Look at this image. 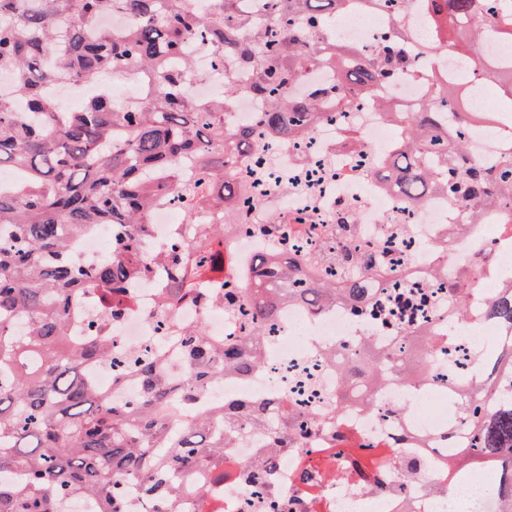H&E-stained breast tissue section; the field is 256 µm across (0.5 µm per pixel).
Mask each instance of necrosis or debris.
<instances>
[{"label": "necrosis or debris", "mask_w": 512, "mask_h": 512, "mask_svg": "<svg viewBox=\"0 0 512 512\" xmlns=\"http://www.w3.org/2000/svg\"><path fill=\"white\" fill-rule=\"evenodd\" d=\"M392 11L366 12L359 0H352L346 12L336 21L339 41L371 48L379 37L390 30ZM189 57L206 78L188 84L192 96L207 98L224 84V66L197 41H189ZM448 72L463 78L470 91L469 107L479 112L485 107L476 91L482 85L478 72L461 65L456 56L433 60L421 55L416 68L387 83L381 94L391 102L405 105L421 94L420 76L430 72ZM356 130L357 149L345 145L346 128ZM395 128L381 114L378 106L366 101L346 117L326 120L311 128L302 138L278 144L258 153L242 176L253 168L265 169L266 175L253 189L255 206L246 207L248 222H262L266 213L285 217L296 228L294 248L304 256L311 244L319 242L325 232L340 224L359 227V242L367 245L382 235L399 230L395 242L399 248V271L407 284L418 288L427 280L436 253L435 245L449 231L450 225L466 224L470 212L465 206H449L447 197L434 194L417 207H407L397 195L385 192L374 175L375 168L394 152ZM512 140V114L493 113L488 122L469 125L467 157L488 162L502 156L504 145ZM366 154L358 163V154ZM330 170L328 179L308 185L305 176L310 165ZM195 221L183 223L181 211L170 203L157 205L149 215L152 251L163 250L174 238H189L198 225L219 224L222 211L195 209ZM485 224L495 232L487 239L484 231L458 241L454 252L459 266L482 267L489 275L471 297L473 315L464 323H445L437 315L436 305L425 310H406L398 316L404 330L419 325L433 328L436 335H452L460 344L451 348L439 345L434 364L443 374H463L471 385L485 384L493 376L484 357L490 352L512 349V327L500 325L487 316L486 307L500 288L512 282V226L505 224L503 214L490 211ZM280 244L271 238L251 233L232 236L223 252L205 253L208 265L214 267L208 288H222L224 282H245L259 276L258 259L280 252ZM163 274L136 280L122 290L125 305L121 315L111 321L105 334L112 347L111 363L98 366L95 375L99 386L114 404L135 400L139 385L130 370L132 359L144 352L166 346L171 328L204 324L207 337L214 342L243 335V320L227 314L223 306H203L188 300L170 303L162 287ZM368 341L385 353L397 347V337L366 319L352 317L344 305H330L319 310L304 305L282 303L275 323L261 344L265 364L247 376L228 374L211 381L201 389L195 407L185 408L181 417L190 420L198 412L207 411L229 400L268 401L292 395L303 407L323 410L336 400L338 369L327 355L342 344ZM447 387L423 390L402 382L388 383L374 395L372 403H352L341 409L336 440L321 436L312 445H300L286 451L269 469L271 479L282 498H300L304 489L297 482L299 472L316 463L320 454L335 453L339 477L326 478L315 489L319 498L318 512H462L464 506L479 503L481 512H499L493 493L501 472L493 466L476 471L467 482L457 484L452 493L441 496L425 485H416L408 497L377 493L359 487L349 469V446H373L385 458V482L398 480L400 472L391 460L398 443L410 446L413 453L424 455L429 466H437L447 451L466 447L464 428H449ZM407 412L396 415L395 410ZM264 433L249 430L240 434L231 448L224 451L223 483L208 486L205 495L186 493L180 501V512H255L261 494L240 481V463L258 460Z\"/></svg>", "instance_id": "necrosis-or-debris-1"}]
</instances>
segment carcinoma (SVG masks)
Listing matches in <instances>:
<instances>
[{"label":"carcinoma","instance_id":"1","mask_svg":"<svg viewBox=\"0 0 512 512\" xmlns=\"http://www.w3.org/2000/svg\"><path fill=\"white\" fill-rule=\"evenodd\" d=\"M210 2L213 9L201 14L188 0H0V72H10L13 80L12 93L0 94V172L17 174L0 181V475L20 476L17 482L0 480V512H59L66 496L92 497L98 512H126L130 480L165 512H178L192 479L224 478L219 459L246 428L270 429L261 459L245 466L240 477L272 501L278 491L265 484L269 459L327 429L329 414L299 407L288 397L229 401L218 415L202 414L177 433L171 420L195 402L208 380L226 373L245 376L261 366V339L282 302L318 310L348 298L359 310L371 299L372 286H395L384 275L398 261L392 241L383 237L362 250L353 245L351 224L341 228L347 244L330 246L337 277L326 281L300 279L291 256L276 281L230 285L222 295L199 282L201 268L180 274L169 285L171 298L190 294L201 303L220 301L231 314L244 305L250 334L224 344L210 341L200 325L174 329L173 353L187 365L185 378L175 383L161 357L143 355L133 366L142 396L131 407L112 404L92 376L111 357L107 337L98 331L72 335L84 291L102 289L113 316L122 307L113 289L152 276L165 262L184 265L191 251L220 247L227 232L244 228L243 204L251 189L240 166L264 143L253 140L248 127L225 126L224 114L239 97L264 102L254 123L285 144L326 118L328 101L349 111L362 100H379L405 136L396 156L378 167L377 178L414 207L433 192L448 195L452 205L471 207V223L454 228V237L474 230L485 208L512 205V152L493 166L463 160V84L444 76L406 111L380 99V87L416 63L405 23L367 52L324 31L349 0H271L275 29L246 9L247 0ZM419 2L434 30L421 52L438 59L453 51L512 98V56H480L485 41L512 39V28L483 19L481 0ZM105 10L133 22L126 29L99 26ZM198 33L224 62V91L209 100L186 93L190 82L204 79L187 58V41ZM317 64L335 68L336 83L312 90L304 100L292 98L291 86ZM109 68L140 76V94L116 102L111 88L102 86L80 111L70 112L42 91L46 82L95 83ZM171 192L196 207L222 209L224 223L201 228L193 242L177 238L165 251L146 254L149 212ZM100 224L111 225L123 244L97 267L77 262L69 253L71 240ZM281 224L282 218L270 215L253 230L277 237ZM437 259L430 285L443 298L441 312L461 321L469 314L475 273L466 267L448 271L446 239ZM487 314L512 325V290L491 301ZM433 347L431 329L423 328L401 339L397 365L368 342L342 348L335 410L361 389L372 399L396 377L431 386ZM495 368L504 369L497 389L448 380V389H459L453 414L469 433L468 447L452 454L448 464L458 478L475 463L512 465V355L497 354ZM353 462L361 481L373 480L376 462L360 454ZM395 463L402 480L385 491L404 493L422 482L435 494H448L450 486L417 462L397 454ZM495 495L500 512H512V479L502 480Z\"/></svg>","mask_w":512,"mask_h":512}]
</instances>
